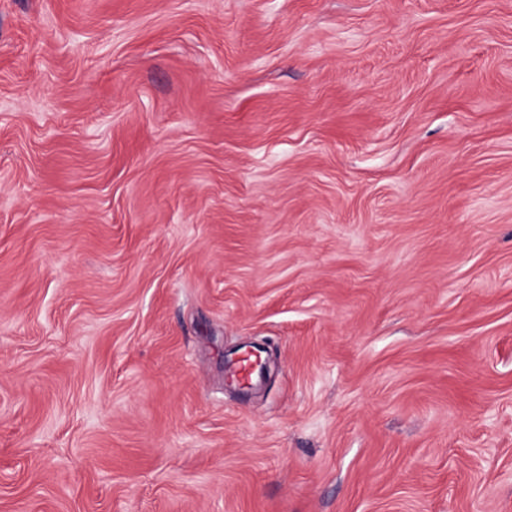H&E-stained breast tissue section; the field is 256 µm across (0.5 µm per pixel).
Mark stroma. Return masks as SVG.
<instances>
[{"label":"stroma","mask_w":512,"mask_h":512,"mask_svg":"<svg viewBox=\"0 0 512 512\" xmlns=\"http://www.w3.org/2000/svg\"><path fill=\"white\" fill-rule=\"evenodd\" d=\"M0 512H512V0H0Z\"/></svg>","instance_id":"35a3bbf8"}]
</instances>
